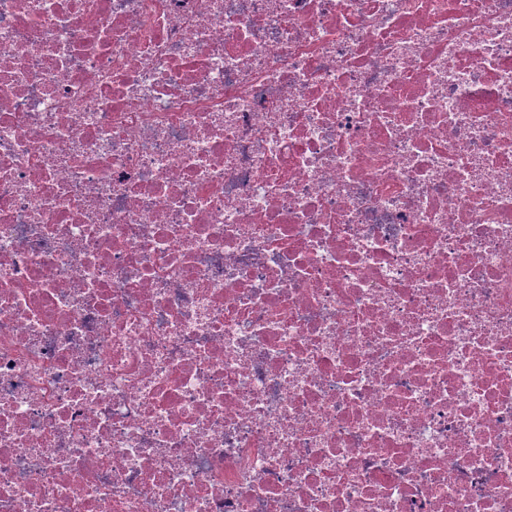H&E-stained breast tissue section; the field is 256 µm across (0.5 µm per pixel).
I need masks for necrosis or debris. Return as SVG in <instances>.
<instances>
[{
  "instance_id": "necrosis-or-debris-1",
  "label": "necrosis or debris",
  "mask_w": 512,
  "mask_h": 512,
  "mask_svg": "<svg viewBox=\"0 0 512 512\" xmlns=\"http://www.w3.org/2000/svg\"><path fill=\"white\" fill-rule=\"evenodd\" d=\"M0 512H512V0H0Z\"/></svg>"
}]
</instances>
